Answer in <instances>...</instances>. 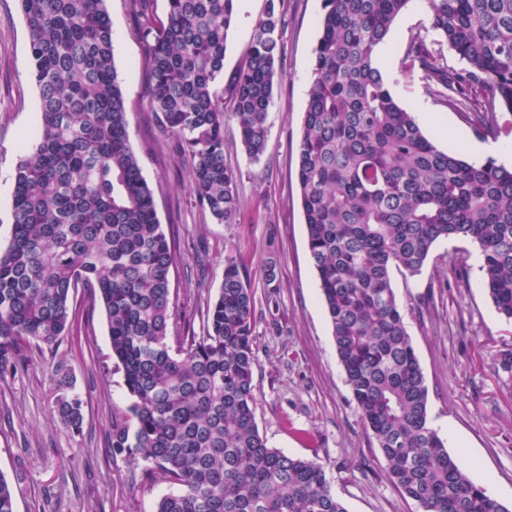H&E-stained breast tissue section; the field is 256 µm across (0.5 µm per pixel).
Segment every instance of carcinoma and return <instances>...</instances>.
Returning <instances> with one entry per match:
<instances>
[{
	"mask_svg": "<svg viewBox=\"0 0 512 512\" xmlns=\"http://www.w3.org/2000/svg\"><path fill=\"white\" fill-rule=\"evenodd\" d=\"M40 112L14 174L13 223L0 251V382L28 350L73 331L78 289L106 314L112 358L131 398L112 413V450L177 487L156 512H347L322 464L268 445L255 421L256 297L234 256L202 328L171 292L174 249L159 222L128 131L106 0H18ZM132 0L148 45L149 96L190 164L197 205L220 224L242 207L224 162V126L254 161L284 76L285 0L268 6L229 84L216 88L236 0ZM412 0H321L320 36L297 146L308 249L337 357L389 482L420 512H512L451 455L428 420V388L392 282L415 275L434 245L478 244L487 295L512 321V169L437 148L393 96L377 47ZM451 69L417 34L405 62L448 108L472 102L475 127L497 137L512 112V0H425ZM55 408L72 430L82 400ZM0 512H16L0 473Z\"/></svg>",
	"mask_w": 512,
	"mask_h": 512,
	"instance_id": "cac0c4a2",
	"label": "carcinoma"
}]
</instances>
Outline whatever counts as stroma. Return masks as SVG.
I'll use <instances>...</instances> for the list:
<instances>
[{
	"label": "stroma",
	"mask_w": 512,
	"mask_h": 512,
	"mask_svg": "<svg viewBox=\"0 0 512 512\" xmlns=\"http://www.w3.org/2000/svg\"><path fill=\"white\" fill-rule=\"evenodd\" d=\"M287 4L285 76L274 88L261 160L252 161L243 150L235 125L224 128V161L238 175L243 195L236 223H216L195 204L189 165L150 106L147 45L131 2L106 0L130 144L174 245L172 284L187 318L199 317L217 297L225 255L238 257L259 296L266 290L268 262L276 264L277 305L257 317L253 374L256 423L269 446L323 464L347 512H417L390 484L381 453L360 420L310 261L296 155L321 0ZM265 6L266 0H237L225 75L238 68ZM392 32L381 71L398 103L420 115L423 133L439 149H452L463 139L482 141L469 113L444 106L420 71L404 61L410 34L431 44L437 40L423 0H411ZM31 68L17 0H0L1 248L11 237L15 168L39 110ZM481 263L472 241L443 240L419 274L395 275L393 287L428 387L432 427L488 494L512 508V373L498 364L502 353L512 351V322L502 319L488 298ZM461 267L466 277L456 276ZM272 317L281 332L270 330ZM61 372L83 401L77 431L55 418ZM129 402L114 368L104 309L78 296L73 335L30 350L15 377L0 384V473L16 491L17 512H155L170 486L146 481L140 466L112 452V414Z\"/></svg>",
	"instance_id": "stroma-1"
}]
</instances>
